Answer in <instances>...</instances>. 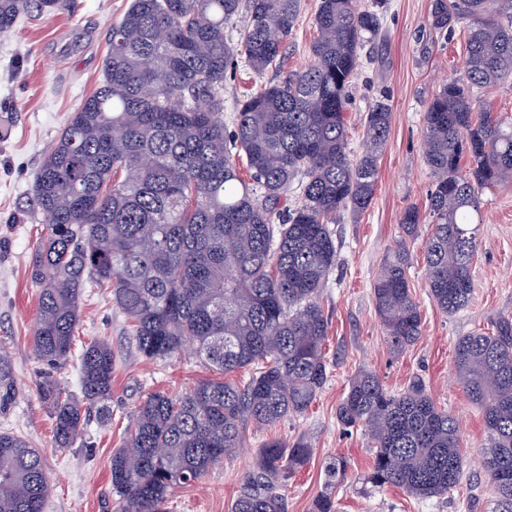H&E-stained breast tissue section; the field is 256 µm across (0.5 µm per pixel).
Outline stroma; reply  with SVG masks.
I'll use <instances>...</instances> for the list:
<instances>
[{
  "label": "stroma",
  "mask_w": 512,
  "mask_h": 512,
  "mask_svg": "<svg viewBox=\"0 0 512 512\" xmlns=\"http://www.w3.org/2000/svg\"><path fill=\"white\" fill-rule=\"evenodd\" d=\"M130 2L69 0L66 9L20 17L12 32L0 36V351L11 363V392L0 401V431H12L42 451L53 487L45 512H118L110 460L123 445L139 405L158 391L181 395L213 375L189 347L165 360L144 359L111 294L88 288L75 340L81 346L103 339L112 346V420L104 427L89 418L72 447H56L48 408L38 393L39 383L47 379L78 391L80 367L73 358L47 364L33 350L39 288L30 278L29 258L46 223L34 200L33 176L68 117L100 85L112 25ZM432 3L389 0L384 38L365 47L363 68L351 90L346 112L351 157L362 152L361 117L377 101L390 105L391 124L371 207L359 215L341 212L332 226L337 263L320 297L329 323L325 387L304 416L263 431L247 430L242 450L210 468L201 481L175 489L167 512H229L259 444L300 437L312 442L315 454L283 489L288 512H311L314 500L328 491L337 512H493L495 495L480 477L486 444L482 415L454 381L451 367L459 337L491 331L493 319L512 315V190L493 187L482 193L474 293L468 307L453 315L430 299L424 237L404 240L400 225L406 208H425L431 186L422 142L426 104L440 80L459 72L467 52L465 25H455L450 34L426 27ZM318 5L319 0H301L280 70L257 75L241 65L225 78V127H232L236 105L247 94L309 63ZM401 243L408 250L410 285L422 323L419 340L395 355L374 312L372 288L383 260ZM361 370L376 373L392 392L421 378L437 405L456 418L467 466L448 496L420 500L396 487L364 488L360 477L372 457L368 438L363 429H345L336 417ZM338 457L346 459L348 470L344 482L331 490L325 467Z\"/></svg>",
  "instance_id": "35a3bbf8"
}]
</instances>
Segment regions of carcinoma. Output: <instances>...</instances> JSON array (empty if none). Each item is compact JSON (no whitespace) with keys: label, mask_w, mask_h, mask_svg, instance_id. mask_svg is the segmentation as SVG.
<instances>
[{"label":"carcinoma","mask_w":512,"mask_h":512,"mask_svg":"<svg viewBox=\"0 0 512 512\" xmlns=\"http://www.w3.org/2000/svg\"><path fill=\"white\" fill-rule=\"evenodd\" d=\"M300 0H131L112 25L101 86L73 113L34 176L45 232L30 258L39 306L32 336L39 359L68 360L86 285L112 289L147 360L186 346L222 379H204L171 397L156 392L138 407L126 442L112 452L120 512H163L171 491L206 474L242 446L246 428L269 429L303 416L328 380V320L320 294L336 266L330 225L342 211H367L391 124L379 101L362 119L365 148L347 152L346 109L360 51L381 36L387 0H320L311 60L238 103L224 133V78L243 62L262 74L284 58ZM67 0H0V33L17 16L54 12ZM237 40L226 28L240 14ZM468 22L467 54L426 107L424 159L432 188L426 240L430 297L443 312L473 294L484 188H512V122L487 110L476 89L512 82V0H433L427 25L453 31ZM467 171H462V161ZM290 208H281L289 192ZM418 208L401 229L414 238ZM406 248L381 265L372 293L393 350L421 335ZM79 394L45 380L54 442L70 448L87 417L110 418L115 359L94 340L78 355ZM249 378L225 379L239 369ZM452 374L483 416V473L499 512H512V316L490 332L460 337ZM345 427H362L373 456L365 484L408 495H448L466 460L455 418L426 385L392 393L359 372L339 404ZM304 438L256 449L246 487L231 512H288L282 488L307 465ZM348 464L327 465L337 488ZM51 487L41 453L0 431V512H43Z\"/></svg>","instance_id":"cac0c4a2"}]
</instances>
